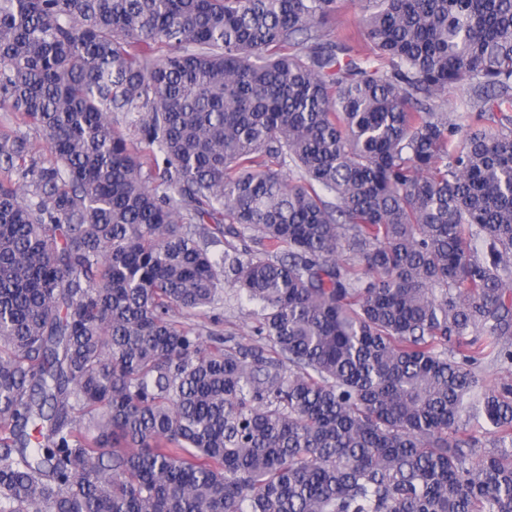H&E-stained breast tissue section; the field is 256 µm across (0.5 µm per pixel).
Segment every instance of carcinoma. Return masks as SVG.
Returning <instances> with one entry per match:
<instances>
[{
  "mask_svg": "<svg viewBox=\"0 0 512 512\" xmlns=\"http://www.w3.org/2000/svg\"><path fill=\"white\" fill-rule=\"evenodd\" d=\"M338 2L0 0V512H512V0ZM340 8L331 18L327 28L328 38H336V34L340 33L346 26L352 25L356 22L359 16V10L355 8L350 2H341ZM214 314L220 316L223 320L221 328L224 330V337H231L232 343H241L250 345L256 338L252 336V319L248 315V310H241L236 299L231 292L224 290V302L214 310Z\"/></svg>",
  "mask_w": 512,
  "mask_h": 512,
  "instance_id": "cac0c4a2",
  "label": "carcinoma"
}]
</instances>
